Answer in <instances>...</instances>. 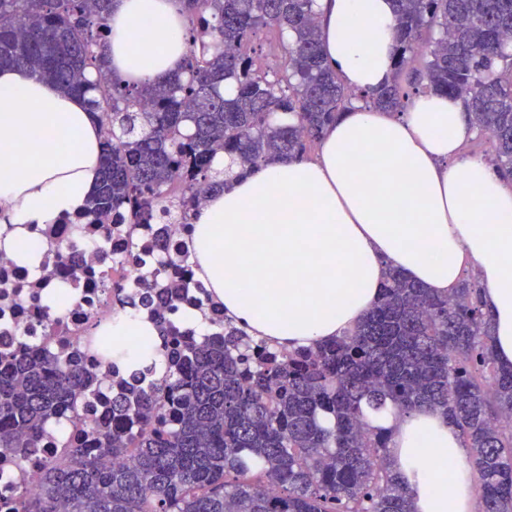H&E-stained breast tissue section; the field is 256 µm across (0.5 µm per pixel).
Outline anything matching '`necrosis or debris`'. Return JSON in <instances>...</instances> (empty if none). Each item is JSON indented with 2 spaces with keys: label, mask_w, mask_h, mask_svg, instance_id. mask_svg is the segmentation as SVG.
<instances>
[{
  "label": "necrosis or debris",
  "mask_w": 512,
  "mask_h": 512,
  "mask_svg": "<svg viewBox=\"0 0 512 512\" xmlns=\"http://www.w3.org/2000/svg\"><path fill=\"white\" fill-rule=\"evenodd\" d=\"M189 232L185 224H92L77 213L35 226L42 246L37 268L0 253V350L26 353L44 337H58L60 348L77 358L98 386L87 412L89 427L110 421L112 395L127 377L112 372L104 359L114 315H157L185 335L196 332L186 319L190 313L214 326L224 324L223 304L196 278L184 250ZM171 278L184 285L181 299L144 301V285ZM58 444V436L44 439L23 460L1 454L0 494L19 486L36 491L41 462L58 455Z\"/></svg>",
  "instance_id": "1"
}]
</instances>
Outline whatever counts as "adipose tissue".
<instances>
[{
	"label": "adipose tissue",
	"instance_id": "1",
	"mask_svg": "<svg viewBox=\"0 0 512 512\" xmlns=\"http://www.w3.org/2000/svg\"><path fill=\"white\" fill-rule=\"evenodd\" d=\"M323 54L357 91L392 78L390 0H315ZM106 53L115 78L144 86L188 51L181 0H114ZM102 125L83 94L0 69V251L29 266L31 226L83 209L98 188ZM460 99L425 92L392 114L344 110L309 160L273 161L230 177L192 217L197 277L250 335L313 347L354 327L387 269L437 294L474 274L512 366V183L466 157ZM415 512H471L470 465L438 413L385 420Z\"/></svg>",
	"mask_w": 512,
	"mask_h": 512
}]
</instances>
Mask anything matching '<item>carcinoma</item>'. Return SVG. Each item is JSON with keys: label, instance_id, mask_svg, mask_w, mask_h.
I'll return each instance as SVG.
<instances>
[{"label": "carcinoma", "instance_id": "1", "mask_svg": "<svg viewBox=\"0 0 512 512\" xmlns=\"http://www.w3.org/2000/svg\"><path fill=\"white\" fill-rule=\"evenodd\" d=\"M315 0H186L180 72L146 87L109 77L111 0H0V66L92 93L103 127L95 224L191 223L196 199L224 190L221 154L245 174L310 157L355 102L400 111L420 90L465 102L494 165L512 176V0H393L394 74L371 94L346 88L321 54ZM278 34L272 72L247 51ZM424 59L425 87L402 74ZM234 95H224V86ZM164 372L112 400L94 446L65 443L38 490L5 512H413L391 458L390 413L434 411L463 439L480 512H512V369L499 366L482 288L435 295L391 270L350 334L278 350L231 322L182 336ZM96 395L72 359L0 351V452L38 448L48 425ZM130 456L108 466L105 456Z\"/></svg>", "mask_w": 512, "mask_h": 512}]
</instances>
